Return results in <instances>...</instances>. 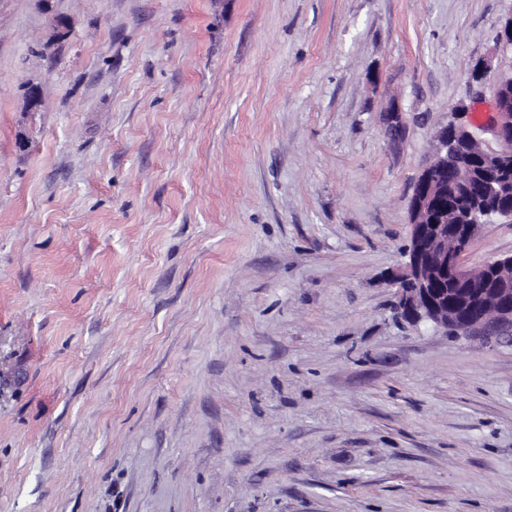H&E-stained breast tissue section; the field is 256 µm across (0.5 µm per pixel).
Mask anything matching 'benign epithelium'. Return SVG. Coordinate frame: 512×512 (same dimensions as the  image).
Segmentation results:
<instances>
[{
	"label": "benign epithelium",
	"instance_id": "7a95c632",
	"mask_svg": "<svg viewBox=\"0 0 512 512\" xmlns=\"http://www.w3.org/2000/svg\"><path fill=\"white\" fill-rule=\"evenodd\" d=\"M454 115V122L437 131L435 158L417 178L404 262L388 278L397 286L396 308L405 320L430 322L490 348L512 347V256L485 264L478 278L464 263L484 219L512 223L507 197L512 181L498 175L512 170V153L506 151L512 141V76L498 79L492 115L484 124H473L462 106ZM475 154L491 174L481 184L489 209L450 234L443 223L444 178L450 169L468 167Z\"/></svg>",
	"mask_w": 512,
	"mask_h": 512
}]
</instances>
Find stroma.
<instances>
[{
  "label": "stroma",
  "mask_w": 512,
  "mask_h": 512,
  "mask_svg": "<svg viewBox=\"0 0 512 512\" xmlns=\"http://www.w3.org/2000/svg\"><path fill=\"white\" fill-rule=\"evenodd\" d=\"M511 14L0 0V512H512V348L388 279Z\"/></svg>",
  "instance_id": "1"
}]
</instances>
